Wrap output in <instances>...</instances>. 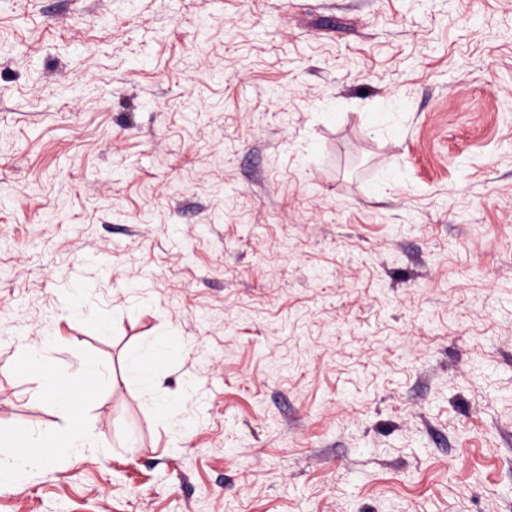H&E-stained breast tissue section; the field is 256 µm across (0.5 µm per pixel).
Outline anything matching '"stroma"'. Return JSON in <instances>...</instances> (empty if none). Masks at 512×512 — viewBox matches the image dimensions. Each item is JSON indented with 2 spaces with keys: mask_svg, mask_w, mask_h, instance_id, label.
<instances>
[{
  "mask_svg": "<svg viewBox=\"0 0 512 512\" xmlns=\"http://www.w3.org/2000/svg\"><path fill=\"white\" fill-rule=\"evenodd\" d=\"M21 344L103 445L0 512H512V0H0V429H62ZM184 347L185 345L175 336H167L156 343L152 352L132 356L128 363V371L144 387L153 388L156 385V364L167 360L172 354L184 349Z\"/></svg>",
  "mask_w": 512,
  "mask_h": 512,
  "instance_id": "1",
  "label": "stroma"
}]
</instances>
